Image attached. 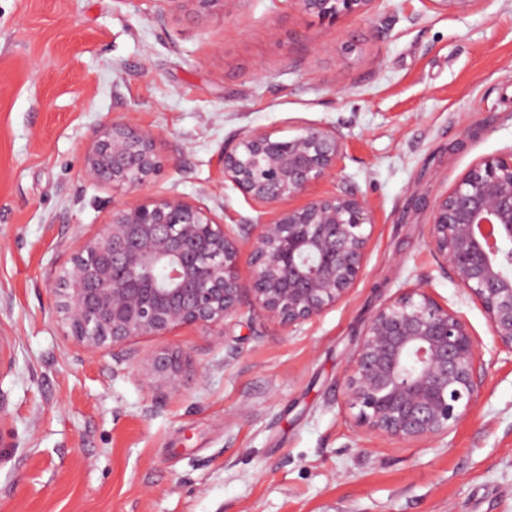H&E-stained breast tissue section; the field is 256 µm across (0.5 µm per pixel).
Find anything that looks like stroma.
Segmentation results:
<instances>
[{
    "label": "stroma",
    "instance_id": "obj_1",
    "mask_svg": "<svg viewBox=\"0 0 512 512\" xmlns=\"http://www.w3.org/2000/svg\"><path fill=\"white\" fill-rule=\"evenodd\" d=\"M125 118L158 136L151 192L228 225L263 213L224 180L242 133L336 132L310 192L371 212L350 296L286 331L244 317L226 341L185 327L85 352L51 290L128 198L82 171ZM511 151L512 0H376L333 25L298 0H0V512H512V353L427 243L431 202ZM410 288L458 312L486 363L462 421L417 443L364 431L343 395L365 324ZM160 349L178 391L150 382ZM157 387L177 389L182 377V362L179 356L165 350L146 355Z\"/></svg>",
    "mask_w": 512,
    "mask_h": 512
}]
</instances>
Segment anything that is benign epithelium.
I'll return each mask as SVG.
<instances>
[{"label":"benign epithelium","mask_w":512,"mask_h":512,"mask_svg":"<svg viewBox=\"0 0 512 512\" xmlns=\"http://www.w3.org/2000/svg\"><path fill=\"white\" fill-rule=\"evenodd\" d=\"M376 0H300L323 21L359 18ZM467 13L481 0H429ZM158 135L130 120L104 125L85 148L83 173L124 189L127 201L91 236H78L57 278V311L86 351L193 326L219 335L247 298L280 328L345 300L360 278L372 223L353 192L281 208L330 176L342 154L336 133L307 127L291 139L254 129L224 150V180L271 216L227 229L211 212L148 188L163 161ZM251 238L240 273L241 235ZM428 243L457 285L483 309L493 340L512 352V152L485 158L434 203ZM156 386L177 389L179 356L146 355ZM484 363L467 322L421 288L371 316L349 357L344 397L368 432L402 442L439 438L479 394Z\"/></svg>","instance_id":"1"}]
</instances>
